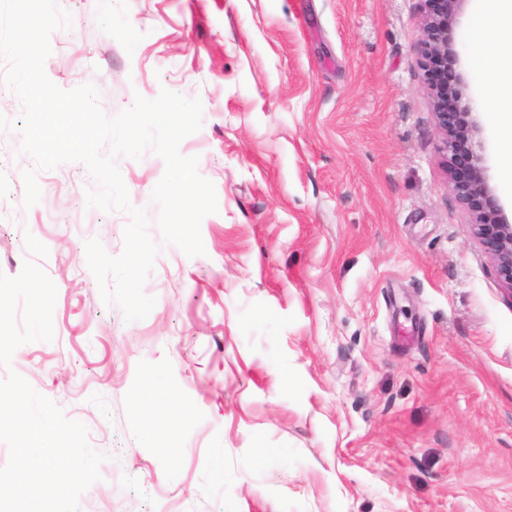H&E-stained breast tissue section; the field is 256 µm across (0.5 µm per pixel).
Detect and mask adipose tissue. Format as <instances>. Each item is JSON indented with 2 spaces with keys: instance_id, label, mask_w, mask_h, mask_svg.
Returning <instances> with one entry per match:
<instances>
[{
  "instance_id": "obj_1",
  "label": "adipose tissue",
  "mask_w": 512,
  "mask_h": 512,
  "mask_svg": "<svg viewBox=\"0 0 512 512\" xmlns=\"http://www.w3.org/2000/svg\"><path fill=\"white\" fill-rule=\"evenodd\" d=\"M476 2L471 64L484 85L494 124L502 139L512 144V55L497 53L492 46L496 33L512 32V0Z\"/></svg>"
}]
</instances>
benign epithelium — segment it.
Returning <instances> with one entry per match:
<instances>
[{
  "mask_svg": "<svg viewBox=\"0 0 512 512\" xmlns=\"http://www.w3.org/2000/svg\"><path fill=\"white\" fill-rule=\"evenodd\" d=\"M421 67L452 191L471 215L476 235L512 298V223L496 204L483 165V144L471 103L459 89L448 30L465 0H422Z\"/></svg>",
  "mask_w": 512,
  "mask_h": 512,
  "instance_id": "1",
  "label": "benign epithelium"
}]
</instances>
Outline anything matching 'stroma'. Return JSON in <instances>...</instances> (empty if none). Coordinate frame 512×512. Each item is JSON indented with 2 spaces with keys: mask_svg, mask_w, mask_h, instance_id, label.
I'll return each mask as SVG.
<instances>
[{
  "mask_svg": "<svg viewBox=\"0 0 512 512\" xmlns=\"http://www.w3.org/2000/svg\"><path fill=\"white\" fill-rule=\"evenodd\" d=\"M47 77L113 116L200 98L180 144L212 181L205 253L164 246L125 321L86 261L129 218L88 207L86 167L41 170L24 208L19 99L0 84V272L57 288L54 338L10 367L105 454L79 512H512V298L448 183L420 66V0H59ZM484 165L512 221L470 66ZM159 238L163 160L117 159ZM179 411L169 425L164 411Z\"/></svg>",
  "mask_w": 512,
  "mask_h": 512,
  "instance_id": "35a3bbf8",
  "label": "stroma"
}]
</instances>
